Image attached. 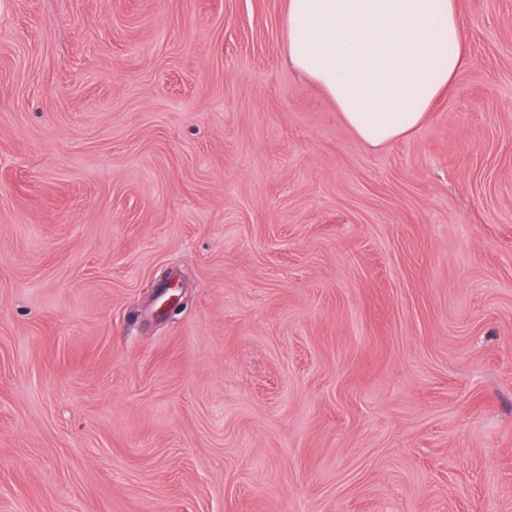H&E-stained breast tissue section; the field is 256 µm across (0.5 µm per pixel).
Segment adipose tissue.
Segmentation results:
<instances>
[{"label": "adipose tissue", "mask_w": 512, "mask_h": 512, "mask_svg": "<svg viewBox=\"0 0 512 512\" xmlns=\"http://www.w3.org/2000/svg\"><path fill=\"white\" fill-rule=\"evenodd\" d=\"M290 65L363 143L416 130L454 83L467 38L457 0H288Z\"/></svg>", "instance_id": "ef3b65f1"}]
</instances>
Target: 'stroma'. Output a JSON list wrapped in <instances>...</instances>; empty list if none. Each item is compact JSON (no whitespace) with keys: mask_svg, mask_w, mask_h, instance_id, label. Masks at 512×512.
<instances>
[{"mask_svg":"<svg viewBox=\"0 0 512 512\" xmlns=\"http://www.w3.org/2000/svg\"><path fill=\"white\" fill-rule=\"evenodd\" d=\"M287 2L0 0V512H512V0L381 148Z\"/></svg>","mask_w":512,"mask_h":512,"instance_id":"1","label":"stroma"}]
</instances>
